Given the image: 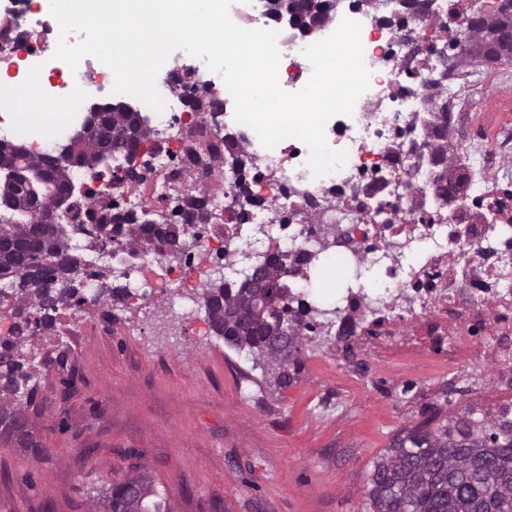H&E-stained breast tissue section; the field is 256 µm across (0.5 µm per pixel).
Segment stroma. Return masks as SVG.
Segmentation results:
<instances>
[{
	"mask_svg": "<svg viewBox=\"0 0 512 512\" xmlns=\"http://www.w3.org/2000/svg\"><path fill=\"white\" fill-rule=\"evenodd\" d=\"M289 385L214 332L189 331L162 296L112 308V333L65 346L36 340L27 409L34 448L0 437V512H89L104 487L146 468L169 512H366L375 462L394 436L494 403L490 374L447 396L433 359L389 352L376 376L351 375L320 337L302 343ZM393 381L394 399L376 389ZM418 381L417 401L402 387ZM340 396L320 413V401Z\"/></svg>",
	"mask_w": 512,
	"mask_h": 512,
	"instance_id": "35a3bbf8",
	"label": "stroma"
}]
</instances>
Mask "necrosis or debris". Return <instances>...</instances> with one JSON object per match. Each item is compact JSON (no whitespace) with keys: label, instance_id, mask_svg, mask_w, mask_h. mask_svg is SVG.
<instances>
[{"label":"necrosis or debris","instance_id":"4bbe7bcc","mask_svg":"<svg viewBox=\"0 0 512 512\" xmlns=\"http://www.w3.org/2000/svg\"><path fill=\"white\" fill-rule=\"evenodd\" d=\"M503 0H436L429 13L407 0H329L309 35L283 28L265 13L264 0H235L233 22L277 31L280 86L301 90L312 75L304 47L325 39L350 19L361 26L368 90L351 114L325 126L330 149L346 152L343 166L314 177L310 150L290 137L263 147L254 131L229 140L224 119L233 99L225 84L200 66L164 64L156 87L165 102L144 146L150 169L126 183L125 148L112 151V176L74 170L90 192L62 216L65 224L107 228L95 262L116 269L129 300L162 295L178 318L195 320L202 288L222 264L234 283L247 279L258 257L288 254V279L298 299L315 290L335 300L313 335L335 342L338 354L367 343L433 354L455 372L492 367L512 391V69L494 68L472 79L461 61L472 16L497 17ZM59 34L31 14L28 0L0 20V114L16 115L23 98L38 101L27 131L30 148L45 152L42 128L65 132L72 112L98 87L113 81L92 56L66 77L55 59ZM197 110L186 112L188 96ZM448 111L452 158L435 163L434 113ZM238 156L237 168L217 169ZM463 178L459 193L442 196L440 173ZM148 249L126 264L115 258L132 225ZM165 226L180 241V258L155 238Z\"/></svg>","mask_w":512,"mask_h":512}]
</instances>
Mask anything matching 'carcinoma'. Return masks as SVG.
Returning <instances> with one entry per match:
<instances>
[{"mask_svg": "<svg viewBox=\"0 0 512 512\" xmlns=\"http://www.w3.org/2000/svg\"><path fill=\"white\" fill-rule=\"evenodd\" d=\"M289 8L305 11L314 23L325 11L323 0H279ZM467 51L474 63L494 62L512 55V10L499 17L474 22ZM90 130L70 146L66 159L56 163L23 145L0 141V172L18 170L44 175L41 181L0 179V198L8 206L0 210V282L17 287L16 299L23 309H38L37 326L52 327L51 313L68 304L75 289L70 282L88 274L89 261L68 251L67 229L42 223L43 214L58 193L73 185L74 168L94 170L112 145L137 144L148 138V124L136 112L116 109L89 118ZM265 288L245 281L231 288L224 280L209 279L203 289L205 310L216 335L224 343L252 354L254 365L273 376L275 383L291 380L288 362L306 336L303 312L292 310L294 296L279 258L263 264ZM30 320L23 316L16 332L0 336V431L30 440V402L35 387L32 375L17 374L22 366L19 347ZM281 331L291 336L286 351L271 337ZM470 406L435 430L426 421L399 432L375 462L367 493L370 512H512V418H478ZM134 488L139 500L127 495ZM106 512H160L147 471L127 474L106 492Z\"/></svg>", "mask_w": 512, "mask_h": 512, "instance_id": "carcinoma-1", "label": "carcinoma"}]
</instances>
